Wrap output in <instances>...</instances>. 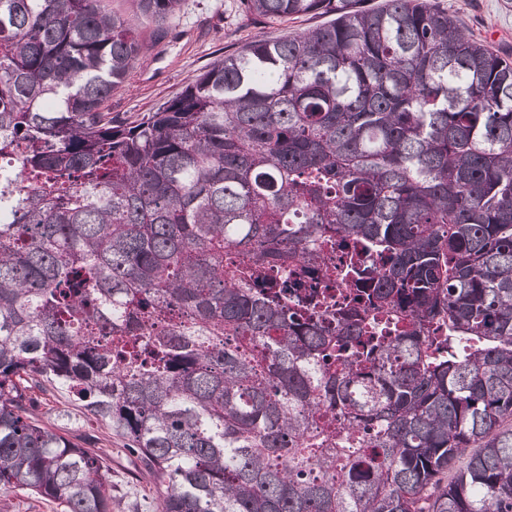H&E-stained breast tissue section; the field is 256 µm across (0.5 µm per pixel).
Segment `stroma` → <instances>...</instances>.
<instances>
[{"label":"stroma","mask_w":512,"mask_h":512,"mask_svg":"<svg viewBox=\"0 0 512 512\" xmlns=\"http://www.w3.org/2000/svg\"><path fill=\"white\" fill-rule=\"evenodd\" d=\"M456 16L474 39L512 60V0H434ZM323 16L280 22L250 14L242 0H182L163 29L142 27L143 63L112 90L114 114L134 121L174 98L216 59L258 38L275 40L317 27ZM33 412L80 445L100 450L109 465L112 512H155L156 486L136 457L102 421L85 415L78 402L55 387L33 394Z\"/></svg>","instance_id":"35a3bbf8"}]
</instances>
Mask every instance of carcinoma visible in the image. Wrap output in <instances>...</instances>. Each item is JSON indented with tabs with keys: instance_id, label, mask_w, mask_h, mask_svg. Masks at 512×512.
Returning a JSON list of instances; mask_svg holds the SVG:
<instances>
[{
	"instance_id": "obj_1",
	"label": "carcinoma",
	"mask_w": 512,
	"mask_h": 512,
	"mask_svg": "<svg viewBox=\"0 0 512 512\" xmlns=\"http://www.w3.org/2000/svg\"><path fill=\"white\" fill-rule=\"evenodd\" d=\"M180 3L0 0V488L112 512L49 384L158 512H512V62L430 0H243L331 20L128 123ZM32 397L33 413L39 420L84 448L100 449L103 453L109 465L106 476L112 485V512H155V482L102 420L85 415L68 393L50 385L35 391Z\"/></svg>"
}]
</instances>
